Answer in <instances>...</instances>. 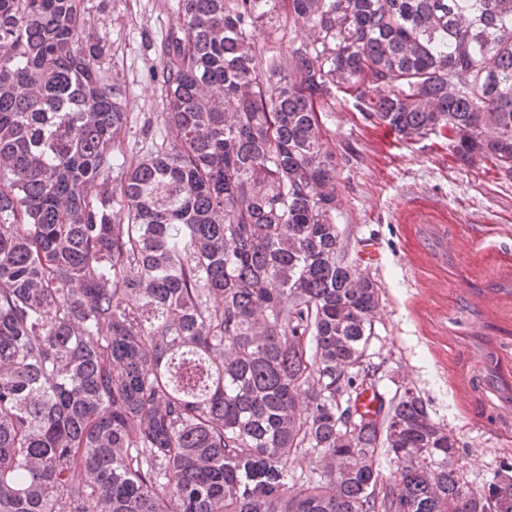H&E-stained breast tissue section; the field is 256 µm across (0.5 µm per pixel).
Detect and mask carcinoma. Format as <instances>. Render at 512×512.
Here are the masks:
<instances>
[{"label":"carcinoma","instance_id":"cac0c4a2","mask_svg":"<svg viewBox=\"0 0 512 512\" xmlns=\"http://www.w3.org/2000/svg\"><path fill=\"white\" fill-rule=\"evenodd\" d=\"M84 2L0 0V512H512L417 390L356 405L381 295L321 120L512 169V0H178L134 158ZM259 24L258 31L256 33L259 45H264L267 48H271L277 54L284 57H288L293 48L299 46L300 43L309 42L314 39V31L308 27L297 28L293 30L290 36L286 34L283 38L275 33V27L272 28L270 23Z\"/></svg>","mask_w":512,"mask_h":512}]
</instances>
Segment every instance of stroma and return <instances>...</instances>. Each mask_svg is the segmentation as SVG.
I'll list each match as a JSON object with an SVG mask.
<instances>
[{
	"label": "stroma",
	"mask_w": 512,
	"mask_h": 512,
	"mask_svg": "<svg viewBox=\"0 0 512 512\" xmlns=\"http://www.w3.org/2000/svg\"><path fill=\"white\" fill-rule=\"evenodd\" d=\"M176 2L86 0V27L106 46L102 66L128 116L118 140L123 150L147 151L165 133L155 64L161 41L179 26ZM322 121L336 159L338 222L346 248L357 253L369 240L379 254L370 274L382 300L366 350L367 361L378 369L377 389L388 399L398 386L416 388L432 419L458 439L459 464L470 484L480 486L503 458L512 459V381L496 365L512 354V333L488 335L492 317L483 300L456 309L445 302L439 283L466 287L459 267L470 258L481 221L497 228L496 246L512 251V180L482 164L458 161L442 136L403 142L368 127L349 98H337L335 111ZM410 192L446 203L455 218L448 236L457 251L447 274L430 271L419 278L408 262L406 229L393 213ZM423 316L430 320L425 328L419 323Z\"/></svg>",
	"instance_id": "1"
}]
</instances>
